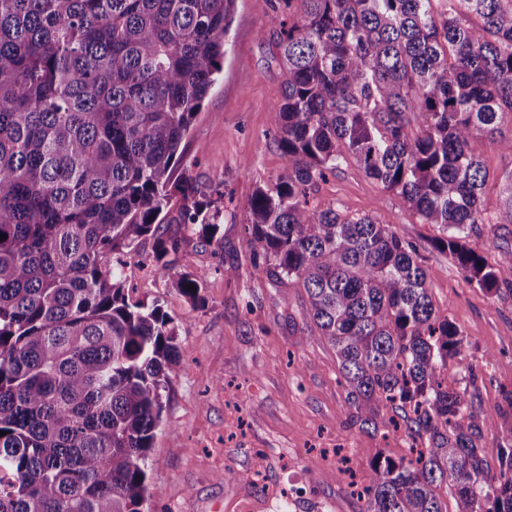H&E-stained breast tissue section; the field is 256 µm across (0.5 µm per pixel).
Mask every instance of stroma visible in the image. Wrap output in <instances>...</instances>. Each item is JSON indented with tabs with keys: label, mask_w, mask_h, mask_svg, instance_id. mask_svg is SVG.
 Segmentation results:
<instances>
[{
	"label": "stroma",
	"mask_w": 512,
	"mask_h": 512,
	"mask_svg": "<svg viewBox=\"0 0 512 512\" xmlns=\"http://www.w3.org/2000/svg\"><path fill=\"white\" fill-rule=\"evenodd\" d=\"M286 13L283 0H237L222 70L186 139L182 168L202 199L217 198L220 238L207 242L180 224L163 231L180 239L192 271L204 272L200 302L157 273L153 239L140 240L127 258L129 302L161 305L180 346L149 453L146 512H365V501L336 475L338 456L360 476L378 454L405 457L413 443L404 427L381 437L353 424L336 352L308 320L303 288L247 274L246 204L285 168L274 134L285 80L276 41ZM480 156L489 173L484 205L495 214L504 208L512 153L486 142ZM317 195L374 216L417 246L433 305L460 329L475 368H449L448 381L482 425L479 446L498 471V433L512 427V293L469 283L435 246L440 229L420 223L357 166L328 175ZM466 244L495 261L512 250V224L479 225ZM233 264L240 275H225ZM488 415L496 430L484 428ZM281 489L288 498L278 497Z\"/></svg>",
	"instance_id": "obj_1"
}]
</instances>
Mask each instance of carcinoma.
Instances as JSON below:
<instances>
[{"label": "carcinoma", "mask_w": 512, "mask_h": 512, "mask_svg": "<svg viewBox=\"0 0 512 512\" xmlns=\"http://www.w3.org/2000/svg\"><path fill=\"white\" fill-rule=\"evenodd\" d=\"M282 174L247 203L252 277L304 288L336 349L352 418L415 443L351 481L366 512H512V427L499 471L448 363L473 372L432 304L416 246L369 215L315 198L353 163L399 196L470 282L512 292V251L466 246L489 175L477 155L512 123V0H285ZM237 0H0V512H143L161 390L177 334L158 304L128 302L121 256L155 240L158 272L192 265L161 232L206 240L213 201L172 181L224 60ZM202 276L177 275L199 299ZM195 289L190 290L188 286Z\"/></svg>", "instance_id": "cac0c4a2"}]
</instances>
